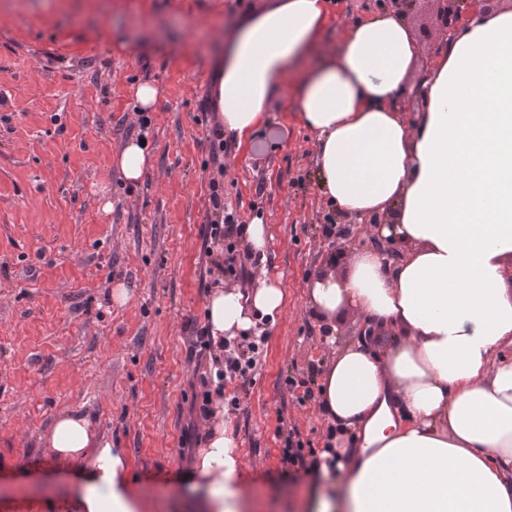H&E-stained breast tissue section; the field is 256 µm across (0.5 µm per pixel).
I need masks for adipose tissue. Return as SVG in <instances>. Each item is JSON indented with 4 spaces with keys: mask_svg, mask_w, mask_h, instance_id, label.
<instances>
[{
    "mask_svg": "<svg viewBox=\"0 0 512 512\" xmlns=\"http://www.w3.org/2000/svg\"><path fill=\"white\" fill-rule=\"evenodd\" d=\"M324 0H282L235 22L219 77L221 120L242 137L267 118L286 73L301 71L297 107L316 136L330 202L360 231L399 244L351 253L307 286L329 353L318 406L329 446L314 476L335 496L314 512H512V7L479 15L414 76L418 45L404 20L355 23L339 53L311 55ZM427 102L416 125L405 93ZM387 215V224H372ZM287 302L276 279L213 291L215 345L245 335ZM351 311L360 336L341 339ZM52 466L77 464V512H146L124 449L77 411L57 416ZM184 512H241L233 426L216 402L187 479Z\"/></svg>",
    "mask_w": 512,
    "mask_h": 512,
    "instance_id": "obj_1",
    "label": "adipose tissue"
}]
</instances>
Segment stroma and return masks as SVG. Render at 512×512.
Segmentation results:
<instances>
[{
  "label": "stroma",
  "mask_w": 512,
  "mask_h": 512,
  "mask_svg": "<svg viewBox=\"0 0 512 512\" xmlns=\"http://www.w3.org/2000/svg\"><path fill=\"white\" fill-rule=\"evenodd\" d=\"M272 0H0V512H59L75 467L48 470L45 436L58 413L81 411L125 449L151 512H174L192 469L187 431L208 423L191 404L210 357L191 356L205 303L237 285L221 272L227 244L212 241L223 214L219 181L237 223L262 220L259 270L278 280L284 313L266 328L254 383H226L225 408L245 463L247 512H307L316 483L283 463L278 426L322 452L328 428L316 389L325 346L307 295L336 237L335 212L315 170L316 140L297 114V76L271 96L268 124L247 140L214 110L217 53L233 23ZM383 0H326L321 50L338 51L349 25ZM417 40L418 71L445 41L432 0L401 12ZM158 84L151 163L129 183L116 163L139 133L135 88ZM130 287L112 303L115 282Z\"/></svg>",
  "instance_id": "35a3bbf8"
}]
</instances>
